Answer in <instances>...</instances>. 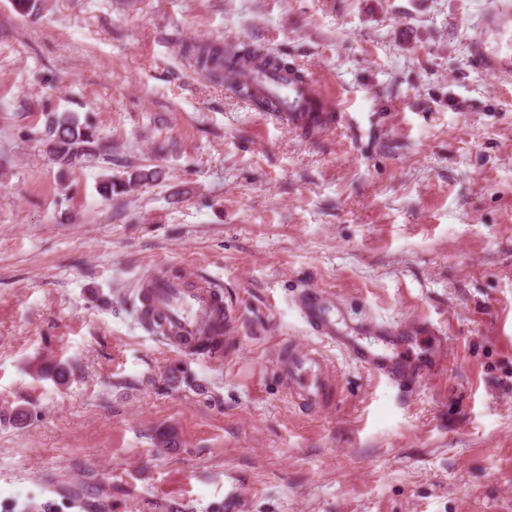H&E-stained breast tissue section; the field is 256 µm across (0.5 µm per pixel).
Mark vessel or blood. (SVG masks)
<instances>
[{
    "instance_id": "obj_1",
    "label": "vessel or blood",
    "mask_w": 512,
    "mask_h": 512,
    "mask_svg": "<svg viewBox=\"0 0 512 512\" xmlns=\"http://www.w3.org/2000/svg\"><path fill=\"white\" fill-rule=\"evenodd\" d=\"M466 59L481 73L500 79L512 77V0H500L484 16L479 30L467 41ZM253 80L260 94L276 101L270 115L282 124L313 128L332 121L338 110L314 77L300 80L293 72L270 70L254 75ZM136 299L149 332L170 347L210 361L223 360L224 337L234 326L237 310L215 282H194L151 269L143 274ZM296 308L315 339L312 345L289 348L281 362L288 390L299 405L318 408L326 401L334 372L324 354L328 348L346 353L395 384L424 380L446 364L448 338L433 324L414 326L431 346L425 361L417 364L341 328L336 321V299L324 290H303Z\"/></svg>"
}]
</instances>
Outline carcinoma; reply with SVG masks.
I'll list each match as a JSON object with an SVG mask.
<instances>
[{
	"mask_svg": "<svg viewBox=\"0 0 512 512\" xmlns=\"http://www.w3.org/2000/svg\"><path fill=\"white\" fill-rule=\"evenodd\" d=\"M192 56L201 71L220 79L244 97L253 98L252 84L243 80L241 65L257 62L266 69H291L287 58L264 54L248 44L221 45L202 43L192 47ZM43 136L53 161L63 170L82 168L95 160L112 162L111 147L102 143L97 127L88 118L82 120L71 112H49ZM159 176L155 169L140 168L126 178L105 176L99 186L102 197L112 200L115 194L131 191L135 186L154 181Z\"/></svg>",
	"mask_w": 512,
	"mask_h": 512,
	"instance_id": "cac0c4a2",
	"label": "carcinoma"
}]
</instances>
